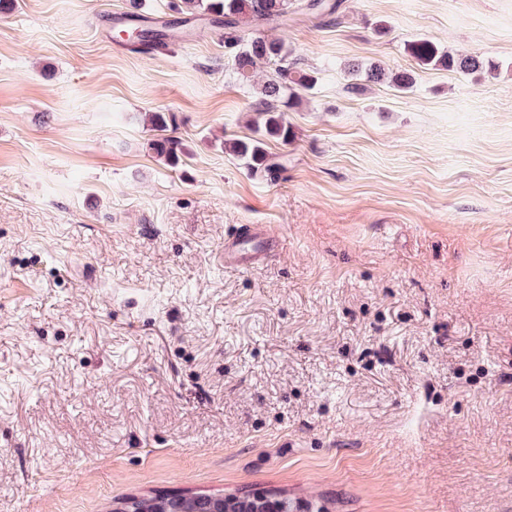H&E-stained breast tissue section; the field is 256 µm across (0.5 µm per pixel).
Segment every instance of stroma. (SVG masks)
<instances>
[{"label":"stroma","mask_w":512,"mask_h":512,"mask_svg":"<svg viewBox=\"0 0 512 512\" xmlns=\"http://www.w3.org/2000/svg\"><path fill=\"white\" fill-rule=\"evenodd\" d=\"M337 2L270 31L318 82L265 177L224 147L255 114L222 29L140 0L156 53L117 36L130 0L0 13V512L242 488L512 512V0ZM423 36L497 71L418 68ZM373 62L413 90L349 93ZM251 224L274 250L226 270ZM130 30H138L140 37L139 44L150 47V49L165 50L168 47V34L149 25H137ZM149 146L157 155L163 156L172 164H176L180 159L178 153L182 151L181 143L175 137L162 136L151 140Z\"/></svg>","instance_id":"1"}]
</instances>
